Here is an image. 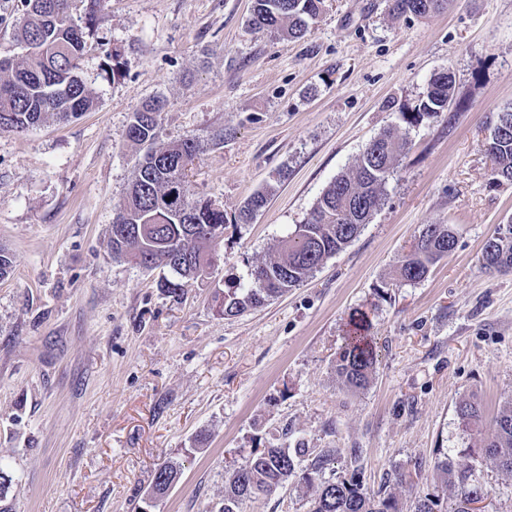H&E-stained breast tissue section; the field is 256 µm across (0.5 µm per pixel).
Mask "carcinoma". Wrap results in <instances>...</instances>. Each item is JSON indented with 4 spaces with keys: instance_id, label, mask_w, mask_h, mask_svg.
<instances>
[{
    "instance_id": "1",
    "label": "carcinoma",
    "mask_w": 512,
    "mask_h": 512,
    "mask_svg": "<svg viewBox=\"0 0 512 512\" xmlns=\"http://www.w3.org/2000/svg\"><path fill=\"white\" fill-rule=\"evenodd\" d=\"M74 16V0H20L18 41L25 48L20 61L0 59V132L24 131L49 122L68 121L91 110L95 98L80 73L89 39L98 27L105 0H82ZM449 0H391L397 18L427 17L448 7ZM325 8V0H254L248 25L278 39L306 36ZM102 47L104 72L116 81L124 74V52ZM455 75L434 73L420 103L401 119L409 126L448 111L455 93ZM164 100L143 103L134 113L128 139L138 151L134 178L117 209L123 223L111 225L107 248L115 260L146 270H160L158 288L174 299L217 266L212 250L231 224H249L267 206L274 187L253 192L229 218L213 201L189 189L187 167L198 152L192 138L163 141L160 114ZM407 146L396 128H388L363 149L354 166L322 191L302 224L284 236L275 252L248 269L247 274L215 296L216 311L224 317L261 307L303 283L333 255L343 251L369 223L380 205L386 183ZM495 163L493 178L512 182V109L496 115L487 143ZM457 246L451 224H426L413 249L397 267L398 280L423 281L432 267ZM482 267L512 270V223L499 226L483 244ZM365 318L352 320V329L336 357V376L352 391L365 389L376 364V349ZM463 421L476 424L481 411L474 401L458 405ZM484 455L500 470L512 473V399L495 417ZM335 448L254 449L241 458L224 485L222 512H244L243 505L282 488L304 465L301 480L311 491L309 512H400L392 492H367L355 478L326 476L336 460ZM469 466L445 458L436 466V479L454 490L458 507L469 512L480 488L468 483ZM174 463L159 467L151 491L165 494L179 479Z\"/></svg>"
}]
</instances>
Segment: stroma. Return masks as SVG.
<instances>
[{"mask_svg":"<svg viewBox=\"0 0 512 512\" xmlns=\"http://www.w3.org/2000/svg\"><path fill=\"white\" fill-rule=\"evenodd\" d=\"M252 0H106L98 40L125 51V75L81 67L97 100L66 123L0 134V469L7 512H218L226 469L255 448L337 449L336 475L390 489L402 512L437 495L443 457H468L485 495L476 512H512V475L481 447L512 398V272L481 248L512 220V183L493 180L492 116L512 107V0H451L425 19L388 0H327L309 34L279 40L247 25ZM456 78L461 110L415 126L435 72ZM161 97L165 140L201 149L191 190L234 214L211 275L173 300L158 274L113 261L110 225L133 175L127 130ZM408 147L354 241L285 296L236 317L214 296L303 223L328 183L383 129ZM289 177L278 182L277 172ZM426 224H451L455 251L415 284L395 269ZM366 312L377 362L354 393L333 366L349 318ZM480 403L479 424L460 401ZM206 436L196 448L198 436ZM181 476L144 506L155 469ZM288 482L246 512H309Z\"/></svg>","mask_w":512,"mask_h":512,"instance_id":"1","label":"stroma"}]
</instances>
